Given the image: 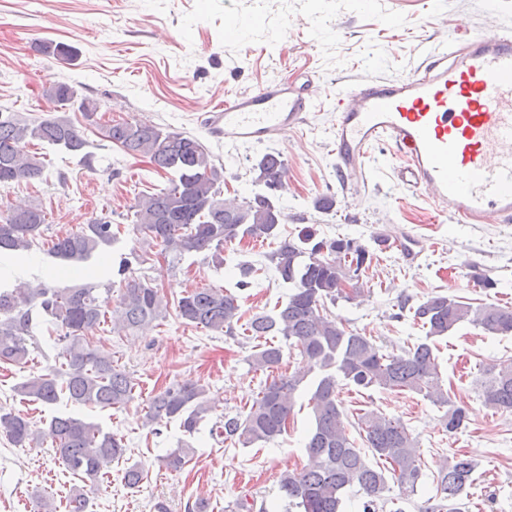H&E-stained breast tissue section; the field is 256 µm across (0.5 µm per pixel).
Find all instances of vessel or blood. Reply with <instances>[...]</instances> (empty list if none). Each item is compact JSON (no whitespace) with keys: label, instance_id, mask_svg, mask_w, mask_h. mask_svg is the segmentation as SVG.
<instances>
[{"label":"vessel or blood","instance_id":"vessel-or-blood-1","mask_svg":"<svg viewBox=\"0 0 512 512\" xmlns=\"http://www.w3.org/2000/svg\"><path fill=\"white\" fill-rule=\"evenodd\" d=\"M313 108L307 86L277 81L216 104L204 127L217 140L262 143L306 124ZM333 129L336 166L352 188L363 184L373 150L390 144L404 159L399 183L424 193L439 216L511 223L512 28L450 41L409 77L345 87Z\"/></svg>","mask_w":512,"mask_h":512}]
</instances>
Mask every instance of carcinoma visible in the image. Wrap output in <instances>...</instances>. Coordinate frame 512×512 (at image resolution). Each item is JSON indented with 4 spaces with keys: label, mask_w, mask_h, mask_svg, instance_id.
<instances>
[{
    "label": "carcinoma",
    "mask_w": 512,
    "mask_h": 512,
    "mask_svg": "<svg viewBox=\"0 0 512 512\" xmlns=\"http://www.w3.org/2000/svg\"><path fill=\"white\" fill-rule=\"evenodd\" d=\"M56 107L67 110L76 92L58 83L45 91ZM54 146L71 155L87 158L89 142L66 116L27 120L5 109L0 112V185L29 182L43 177L46 163L34 153L23 154L18 143L25 139ZM108 141L132 156H143L156 171L172 175L168 185L144 195L130 206L134 229L145 242L160 247V254L174 260L186 253L208 252L213 262L224 264V246L245 238L276 240L281 209L271 198L256 193L240 202L222 197L224 170L195 136L170 132L143 121H114ZM256 181L271 191L284 189L285 162L278 152H267L256 164ZM49 223L47 213L34 206L10 208L0 214V256L30 249ZM112 221L94 217L78 230L52 240L51 252L61 258L84 260L98 248L112 243ZM372 254L352 239L313 241L308 233L300 242L284 240L270 255L282 281L292 285L288 301L272 315H256L243 331L253 338L281 336L297 351L300 362L290 375L277 370L283 359L279 345H263L251 356L255 370L267 378L245 415L224 418V440L244 447L274 442L287 431L294 414L296 393L312 373H317L309 399L314 426L305 443L307 463L296 472H285L279 490L299 512H341L348 490L364 494L363 512H376L388 480L413 492L422 476L418 442L405 424L374 412L358 417L361 439L372 455L389 464L375 469L347 432L340 401L341 383L358 388L407 390L447 408L445 429L458 430L467 419L466 409L451 404L443 387L435 339L457 324L468 321L495 335H512V306L473 305L457 296L437 294L420 303L413 320L425 330L424 340L400 353L386 351L368 337L323 313L325 303L364 294L361 276ZM356 279L346 291L348 270ZM129 262L120 261L122 276L117 297L112 286L87 283L73 288L19 283L0 288V364L24 365L32 353L34 315L52 319L61 329L60 367L52 374L33 376L15 391L22 399L53 405L66 398L78 406L101 409L120 407L133 396L135 383L113 365L91 340L106 313H112V330H142L163 316L168 301L159 288L126 276ZM178 316L185 323L226 336L240 335L238 296L221 288H196L177 301ZM485 406L512 412V365L490 372L481 382ZM206 390L197 385L173 382L151 399L147 423L161 426L171 421L190 435L207 412ZM0 432L18 446L39 445L51 440L55 456L67 471L83 483H96L114 460L125 454L123 442L99 426L69 415L54 416L44 430L16 414L0 413ZM190 449L175 448L162 458L166 468L177 471L189 462ZM476 467L457 457L434 479L435 494L426 512H457L459 498ZM67 512H89L90 502L81 489L70 491Z\"/></svg>",
    "instance_id": "1"
}]
</instances>
